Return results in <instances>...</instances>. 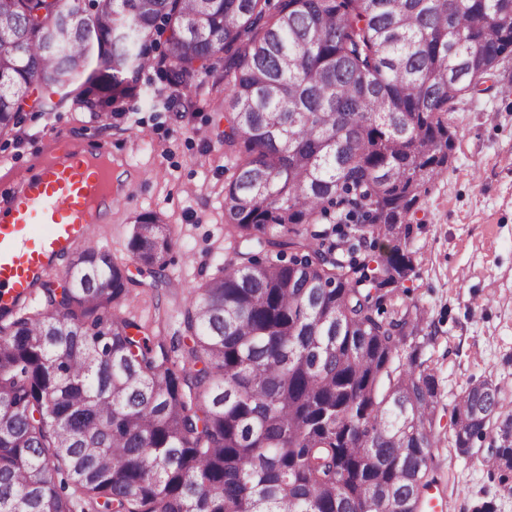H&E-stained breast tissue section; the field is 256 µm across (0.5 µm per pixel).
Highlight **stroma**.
<instances>
[{
	"label": "stroma",
	"instance_id": "1",
	"mask_svg": "<svg viewBox=\"0 0 512 512\" xmlns=\"http://www.w3.org/2000/svg\"><path fill=\"white\" fill-rule=\"evenodd\" d=\"M138 98L96 112L66 100L56 111L27 109L13 133L0 136V198L45 152L79 140L112 149V166L127 179L96 236L135 284L128 310L148 328L172 335L178 308L202 276L224 264V59L190 88H175L145 70ZM457 132L447 171L419 201L410 240L415 269L398 303L425 311L429 340L420 359L438 391L433 434V493L444 512H512V485L485 465V442L464 456L456 450L450 417L469 383L491 380L512 407V55L491 78L489 91L460 96L448 114ZM157 213L173 238L169 284L149 289L127 251L137 215Z\"/></svg>",
	"mask_w": 512,
	"mask_h": 512
}]
</instances>
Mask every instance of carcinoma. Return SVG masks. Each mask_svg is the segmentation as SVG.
<instances>
[{
    "mask_svg": "<svg viewBox=\"0 0 512 512\" xmlns=\"http://www.w3.org/2000/svg\"><path fill=\"white\" fill-rule=\"evenodd\" d=\"M159 38L174 86L224 55V266L170 338L121 314L132 278L101 246L0 310V512H422L437 384L424 310L396 299L448 112L512 53V0H0V135L82 75V104L137 97ZM171 249L134 219L156 283ZM502 408L469 384L452 440L512 472Z\"/></svg>",
    "mask_w": 512,
    "mask_h": 512,
    "instance_id": "obj_1",
    "label": "carcinoma"
}]
</instances>
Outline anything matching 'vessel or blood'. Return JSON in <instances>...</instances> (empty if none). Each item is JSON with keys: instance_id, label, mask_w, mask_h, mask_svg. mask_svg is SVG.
I'll return each mask as SVG.
<instances>
[{"instance_id": "vessel-or-blood-1", "label": "vessel or blood", "mask_w": 512, "mask_h": 512, "mask_svg": "<svg viewBox=\"0 0 512 512\" xmlns=\"http://www.w3.org/2000/svg\"><path fill=\"white\" fill-rule=\"evenodd\" d=\"M110 148L56 156L0 208V307L23 308L62 261L95 243L102 199L111 197Z\"/></svg>"}]
</instances>
